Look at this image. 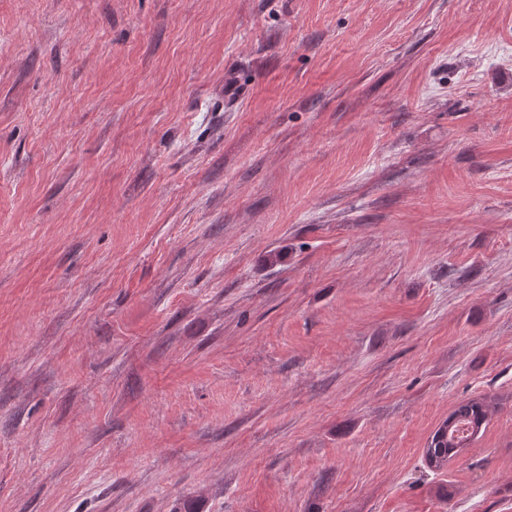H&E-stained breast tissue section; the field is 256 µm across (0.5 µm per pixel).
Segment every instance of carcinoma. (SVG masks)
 I'll list each match as a JSON object with an SVG mask.
<instances>
[{
  "instance_id": "cac0c4a2",
  "label": "carcinoma",
  "mask_w": 512,
  "mask_h": 512,
  "mask_svg": "<svg viewBox=\"0 0 512 512\" xmlns=\"http://www.w3.org/2000/svg\"><path fill=\"white\" fill-rule=\"evenodd\" d=\"M492 407L493 399L483 396L462 402L449 413L445 424L436 430L428 443L426 459L429 465L440 469L458 455L486 424Z\"/></svg>"
}]
</instances>
